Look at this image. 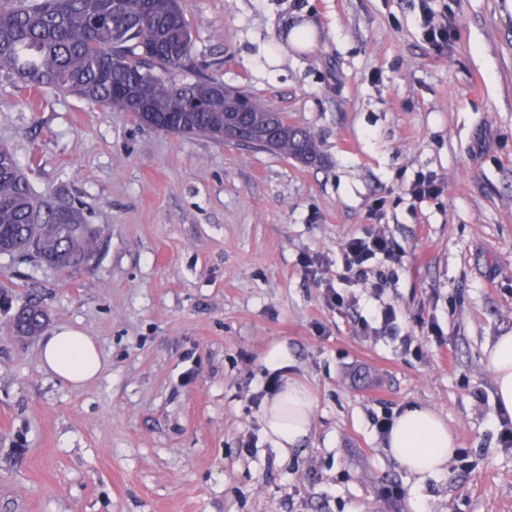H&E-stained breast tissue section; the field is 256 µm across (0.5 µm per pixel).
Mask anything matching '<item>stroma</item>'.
I'll return each instance as SVG.
<instances>
[{"label": "stroma", "mask_w": 512, "mask_h": 512, "mask_svg": "<svg viewBox=\"0 0 512 512\" xmlns=\"http://www.w3.org/2000/svg\"><path fill=\"white\" fill-rule=\"evenodd\" d=\"M417 3L181 0L193 64L175 80L287 113L317 143L311 165L51 89L30 104L0 74V144L97 237L79 272L0 256L16 286L0 304V512H512L487 356L512 331V10L431 0L458 32L439 53ZM298 27L315 31L303 48ZM424 175L444 191L417 203ZM376 230L402 259L344 281L343 243ZM29 300L48 330L96 338L100 377L75 389L42 370L40 337L12 327ZM276 345L313 400L285 454L261 422ZM411 405L457 444L421 482L376 427Z\"/></svg>", "instance_id": "1"}]
</instances>
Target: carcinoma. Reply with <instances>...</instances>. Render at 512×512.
<instances>
[{
    "label": "carcinoma",
    "instance_id": "1",
    "mask_svg": "<svg viewBox=\"0 0 512 512\" xmlns=\"http://www.w3.org/2000/svg\"><path fill=\"white\" fill-rule=\"evenodd\" d=\"M191 34L180 0H35L0 10V73L28 89L76 93L103 106L159 112L175 134L224 141L234 121L248 146L304 162L316 156L310 134L288 121V113L257 103L243 90L247 110L224 112V83L203 77L179 84L168 78L191 57ZM95 236L84 224L81 204L36 195L13 152L0 146V254L38 259L49 269H75L95 256ZM47 314L27 302L13 318L16 335H40Z\"/></svg>",
    "mask_w": 512,
    "mask_h": 512
}]
</instances>
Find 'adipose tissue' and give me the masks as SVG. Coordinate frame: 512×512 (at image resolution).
<instances>
[{"mask_svg": "<svg viewBox=\"0 0 512 512\" xmlns=\"http://www.w3.org/2000/svg\"><path fill=\"white\" fill-rule=\"evenodd\" d=\"M40 359L46 372L75 388L94 380L103 366L94 339L72 328L46 334ZM489 362L497 407L512 415V333L497 338ZM311 413L312 403L306 389L285 382L263 404L264 433L275 448L288 451L309 435ZM386 448L402 469L423 479L445 470L456 444L447 424L435 411L412 407L395 418Z\"/></svg>", "mask_w": 512, "mask_h": 512, "instance_id": "ef3b65f1", "label": "adipose tissue"}]
</instances>
